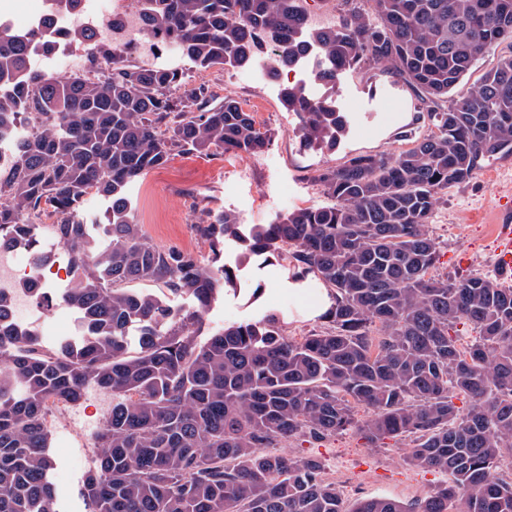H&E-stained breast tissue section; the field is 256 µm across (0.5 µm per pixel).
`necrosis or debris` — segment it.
I'll list each match as a JSON object with an SVG mask.
<instances>
[{
  "instance_id": "4bbe7bcc",
  "label": "necrosis or debris",
  "mask_w": 512,
  "mask_h": 512,
  "mask_svg": "<svg viewBox=\"0 0 512 512\" xmlns=\"http://www.w3.org/2000/svg\"><path fill=\"white\" fill-rule=\"evenodd\" d=\"M37 21V35L29 46L32 62L41 66L45 61L64 56V74L68 77L92 76L85 68L82 49L69 41L70 34L78 29L122 45L136 59L177 69L183 66V58L173 44L159 36L142 39L138 0H82L79 7L66 11L45 9L38 14ZM66 275V270L56 264L19 262L16 249L0 251V296L8 300L10 315H23L24 328L31 334L42 335V319L53 306L50 281Z\"/></svg>"
}]
</instances>
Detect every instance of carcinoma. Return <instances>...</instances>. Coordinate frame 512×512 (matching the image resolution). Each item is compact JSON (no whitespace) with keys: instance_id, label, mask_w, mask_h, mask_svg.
I'll return each mask as SVG.
<instances>
[{"instance_id":"1","label":"carcinoma","mask_w":512,"mask_h":512,"mask_svg":"<svg viewBox=\"0 0 512 512\" xmlns=\"http://www.w3.org/2000/svg\"><path fill=\"white\" fill-rule=\"evenodd\" d=\"M303 2L142 0L147 30L197 67L249 66L265 38L277 48L265 59L273 76L312 46L324 87L348 68L384 66L427 104L433 130L412 147L321 170L327 203L269 224L212 211L195 225L213 247L239 242L244 259L286 246L332 289L328 327L298 339L271 314L200 341L206 310L236 273L155 246L127 196L175 151L258 154L268 137L253 113L228 96L203 109L205 90L178 71L133 64L83 30L70 40L104 80L38 71L32 36L0 28V139L15 153L0 176V248L42 258L33 218L52 214L76 274L63 298L88 332L48 347L0 309V512H58L47 417L91 387L112 395L82 489L93 512H345L321 457L275 447L348 430L371 448L407 440L411 465L451 475L410 505L370 498L351 512H512V288L490 274H431L439 244L426 230L448 188L512 153V54L442 105L512 40V0H338L339 21L315 30ZM282 102L309 143L332 150L346 132L330 95L287 85ZM19 122L33 132L17 134ZM92 191L109 201L103 241L82 209ZM131 282L194 307L176 313ZM461 322L474 340L456 333ZM511 51L512 48L510 43L505 42L498 46L495 50L486 54L485 57L469 71L462 85L456 91L448 95V102L451 99H457L460 93H464L468 88L477 85L480 82L484 72L496 64L499 56L509 55ZM128 288H136L145 291H150L161 298L166 300V303L171 306L175 311L187 310L192 307L193 302L188 296H180L169 294L166 289H160L151 283L134 282L127 284Z\"/></svg>"}]
</instances>
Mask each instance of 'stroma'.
I'll use <instances>...</instances> for the list:
<instances>
[{
	"label": "stroma",
	"mask_w": 512,
	"mask_h": 512,
	"mask_svg": "<svg viewBox=\"0 0 512 512\" xmlns=\"http://www.w3.org/2000/svg\"><path fill=\"white\" fill-rule=\"evenodd\" d=\"M190 85L207 88L211 102L230 96L253 112L270 135L267 148L246 156L232 152H177L168 162L133 184L128 197L132 213L148 239L161 248L197 254L205 263L238 268L236 284L205 317L206 330L258 321L274 313L283 320L287 336L298 338L324 329L323 313L330 307V290L314 273L298 274L283 255L255 257L240 264L242 252L225 241L220 255L195 232L203 212L223 210L245 224H267L276 215L327 201L318 171L343 164L359 154L389 155L407 148L406 133L425 136L431 125L426 110L402 80L383 67L343 71L336 83V104L351 117L349 131L331 151L305 145L299 118L280 100L282 81H256L251 67L186 66ZM512 194V155L487 161L465 184L449 188L427 226L440 246L435 274L494 273V228L487 219L500 196ZM101 413L92 398L69 405L49 419L50 453L55 460L51 480L58 493L59 512H91L82 494L87 472L80 461L95 457V434ZM406 441L387 439L381 447L366 448L355 432L323 442L293 440L281 451L318 455L325 478L343 494L345 508L372 497L412 503L426 497L441 475L405 463Z\"/></svg>",
	"instance_id": "obj_1"
}]
</instances>
